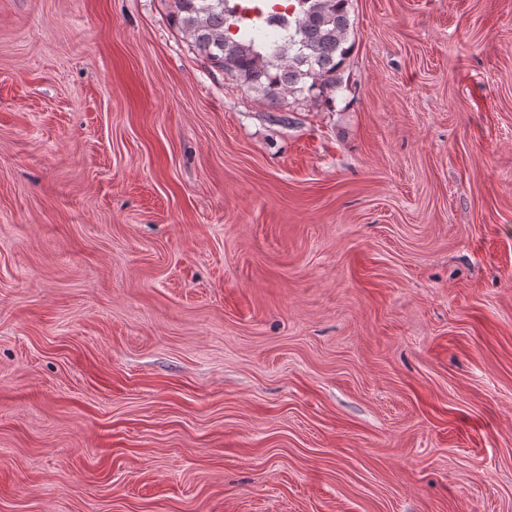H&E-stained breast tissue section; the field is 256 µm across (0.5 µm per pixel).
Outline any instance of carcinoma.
<instances>
[{"label": "carcinoma", "mask_w": 512, "mask_h": 512, "mask_svg": "<svg viewBox=\"0 0 512 512\" xmlns=\"http://www.w3.org/2000/svg\"><path fill=\"white\" fill-rule=\"evenodd\" d=\"M170 23L210 67L279 108L342 88L352 52L349 0H168Z\"/></svg>", "instance_id": "cac0c4a2"}]
</instances>
